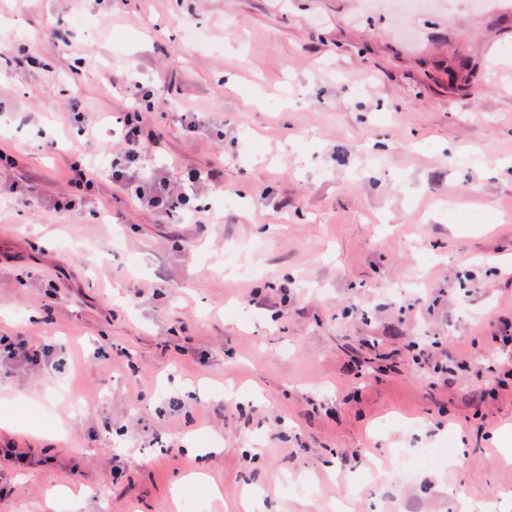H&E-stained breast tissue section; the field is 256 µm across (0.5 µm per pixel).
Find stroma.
I'll list each match as a JSON object with an SVG mask.
<instances>
[{
  "mask_svg": "<svg viewBox=\"0 0 512 512\" xmlns=\"http://www.w3.org/2000/svg\"><path fill=\"white\" fill-rule=\"evenodd\" d=\"M130 75L208 223L55 211ZM1 149L0 512H512V0H0ZM40 355L39 349L29 350L24 348L22 342L17 339H11L8 336L0 337V362L1 364H10L18 359H24L28 362H37Z\"/></svg>",
  "mask_w": 512,
  "mask_h": 512,
  "instance_id": "1",
  "label": "stroma"
}]
</instances>
